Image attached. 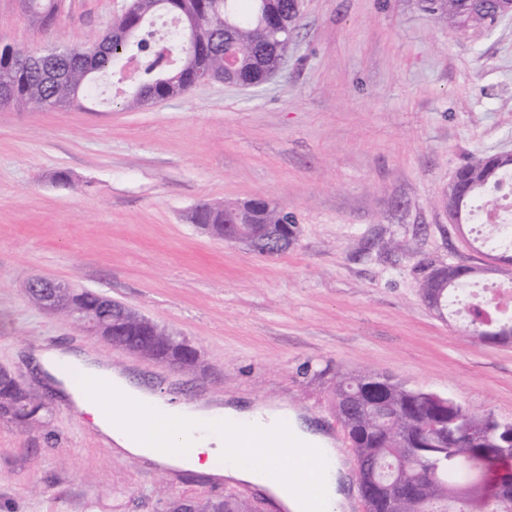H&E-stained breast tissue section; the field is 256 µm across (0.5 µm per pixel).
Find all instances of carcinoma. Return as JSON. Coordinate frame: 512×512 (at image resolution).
I'll list each match as a JSON object with an SVG mask.
<instances>
[{"label": "carcinoma", "mask_w": 512, "mask_h": 512, "mask_svg": "<svg viewBox=\"0 0 512 512\" xmlns=\"http://www.w3.org/2000/svg\"><path fill=\"white\" fill-rule=\"evenodd\" d=\"M41 27L54 24L58 0H22ZM428 12L448 18L455 30L485 28L495 16L512 9V0H418ZM299 0H137L136 10L112 18L107 39L95 47L72 48L58 64V73H43L9 44L0 46V87L8 89L3 107L51 109L71 104L87 94L91 72L113 68V45L133 50L141 58L137 84L144 94L166 97L193 87L203 71L224 69V53L242 60V72L258 73L278 66L280 53L296 28ZM512 173V160L498 156L473 158L457 170L458 190L448 197V211L463 225L474 203L495 210V184ZM253 224L288 221L273 203L249 211ZM195 224L211 225L215 237L224 232V208L198 206ZM465 280L453 268L436 284L442 306L460 302L457 290ZM102 314L121 324L120 346L139 350L161 361L183 356L193 347L186 337L161 325L132 321L123 309L107 306ZM463 335L484 330L473 304L464 306ZM336 411L356 456L370 474L392 490L415 484L418 496L384 494L372 512H512V428L500 426L491 414L473 413L456 401L407 388L371 372L336 374ZM49 411L48 404L20 390L0 375V420L26 428ZM171 512H254L248 500L226 496L204 500L172 499Z\"/></svg>", "instance_id": "carcinoma-1"}]
</instances>
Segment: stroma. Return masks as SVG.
<instances>
[{
    "instance_id": "obj_1",
    "label": "stroma",
    "mask_w": 512,
    "mask_h": 512,
    "mask_svg": "<svg viewBox=\"0 0 512 512\" xmlns=\"http://www.w3.org/2000/svg\"><path fill=\"white\" fill-rule=\"evenodd\" d=\"M121 0H59L51 29L0 0V43L26 51L101 37ZM512 151V18L454 32L415 0H303L266 83H202L135 110L85 98L0 112V368L45 396L27 431L0 421V512H162L167 498L248 484L115 452L34 374L36 343L94 352L181 402H279L355 456L336 372H373L512 421V345L462 336L421 299L428 266L512 265L449 223L448 183L476 155ZM67 171L71 188L57 184ZM262 197L297 238L265 255L212 238L191 213ZM46 277L172 328L199 362L175 370L113 348L26 295Z\"/></svg>"
}]
</instances>
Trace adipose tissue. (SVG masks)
I'll list each match as a JSON object with an SVG mask.
<instances>
[{"label": "adipose tissue", "mask_w": 512, "mask_h": 512, "mask_svg": "<svg viewBox=\"0 0 512 512\" xmlns=\"http://www.w3.org/2000/svg\"><path fill=\"white\" fill-rule=\"evenodd\" d=\"M37 373L116 448L165 466L248 483L267 492L286 512H345L349 477L333 441L277 403L244 406L184 405L136 385L93 354L64 347L33 353ZM251 429L287 434L289 447L266 451L260 465L246 455L224 454V433ZM319 451V491L289 473L303 470L298 453Z\"/></svg>", "instance_id": "obj_1"}]
</instances>
